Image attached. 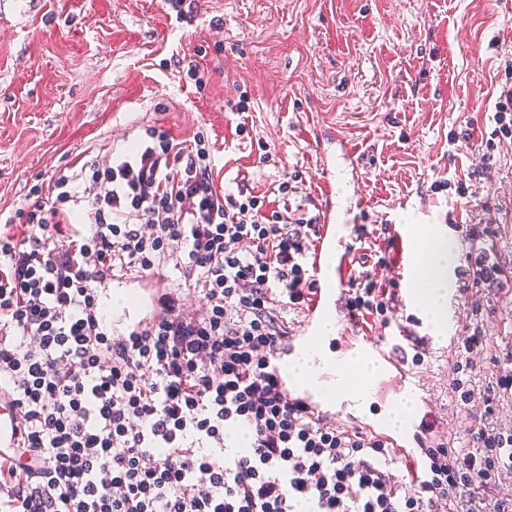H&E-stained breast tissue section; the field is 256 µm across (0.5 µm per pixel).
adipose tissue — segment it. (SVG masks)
I'll return each mask as SVG.
<instances>
[{"mask_svg":"<svg viewBox=\"0 0 512 512\" xmlns=\"http://www.w3.org/2000/svg\"><path fill=\"white\" fill-rule=\"evenodd\" d=\"M417 274L412 282L413 293L422 302L424 310L434 327H448V271L453 259V246L449 239L434 231H426L423 247L419 253ZM348 364L358 374L357 379L339 378L329 383L330 395L345 394L350 399L367 406L368 387L379 372L374 362L362 355L349 357Z\"/></svg>","mask_w":512,"mask_h":512,"instance_id":"1","label":"adipose tissue"}]
</instances>
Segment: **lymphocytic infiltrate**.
<instances>
[{
  "label": "lymphocytic infiltrate",
  "instance_id": "f902f5d3",
  "mask_svg": "<svg viewBox=\"0 0 512 512\" xmlns=\"http://www.w3.org/2000/svg\"><path fill=\"white\" fill-rule=\"evenodd\" d=\"M203 132L148 127L130 154L60 170L0 224V392L22 418L16 461L0 467V512H449L460 491L512 473V429H466L461 453L424 448L397 482L395 458L356 430L283 397L268 360L314 281L312 222L267 213L264 197L218 191ZM459 291L505 271L478 225ZM201 295L202 317L168 308L113 341L102 291L115 271L158 274L166 254ZM391 293L363 269L351 323L391 322ZM247 448L230 451L227 430Z\"/></svg>",
  "mask_w": 512,
  "mask_h": 512
}]
</instances>
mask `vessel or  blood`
I'll return each mask as SVG.
<instances>
[{
  "label": "vessel or blood",
  "mask_w": 512,
  "mask_h": 512,
  "mask_svg": "<svg viewBox=\"0 0 512 512\" xmlns=\"http://www.w3.org/2000/svg\"><path fill=\"white\" fill-rule=\"evenodd\" d=\"M339 151L317 146V163L320 167L318 214L316 216V234L309 263L315 288L306 290L302 306V318L290 329L285 339L286 346L292 350H301L313 345L320 339L321 325L324 319L337 309V303L345 293V287L353 274L358 261V252L352 243L346 242L336 228L338 216L348 220L359 219L364 207L361 195H353L344 212H337L336 197L339 187L336 179V161L344 159L350 171H357L360 157L347 141H340ZM397 250V268L401 274L414 277L417 264L413 259L414 242L405 236L399 228H391ZM112 285L116 288L133 289L137 303L124 309V317L113 324L114 337L124 338L133 332L148 329L158 319L164 307L181 303L180 292L165 288L162 281L154 278H129L115 276ZM342 337L349 351L363 352L376 359L384 368L385 380L381 386L371 388L370 398L380 401L394 400L417 392L419 384L414 373L399 359L384 337L373 336L350 325L344 326ZM270 368L275 373L280 391L289 399L301 403L312 418L332 423L336 420V408L326 402L324 397L309 385L300 384L289 376L285 367L284 352L276 350L270 360ZM20 426V417L16 410L0 401V456L10 454L14 446L13 433ZM362 431L367 436L381 441L391 448L396 458L406 464L412 472H419L422 457L418 452L420 444L435 443L438 425L430 411H422L413 418L407 432L399 433L376 423L365 424Z\"/></svg>",
  "instance_id": "1"
}]
</instances>
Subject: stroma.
I'll use <instances>...</instances> for the list:
<instances>
[{"mask_svg":"<svg viewBox=\"0 0 512 512\" xmlns=\"http://www.w3.org/2000/svg\"><path fill=\"white\" fill-rule=\"evenodd\" d=\"M182 59L198 61L202 86ZM510 65L512 0H195L182 13L169 0H0V215L55 170L106 160L151 125L179 138L203 131L216 187L310 218L315 137L330 134L363 159V224L438 231L454 240L460 267L468 244L456 227L479 222L512 273V144L491 153L481 144ZM243 93L250 108L240 112ZM241 122L249 132L239 136ZM294 170L301 182L279 196ZM475 170L471 197L460 198L454 183ZM477 298L487 342L471 409L494 394L490 425L512 428V391L496 388L491 364L512 344V280ZM470 313L449 306L441 332L408 303L389 329L405 357L422 352L413 369L422 398L457 449L468 444V411L452 390L454 351Z\"/></svg>","mask_w":512,"mask_h":512,"instance_id":"obj_1","label":"stroma"}]
</instances>
